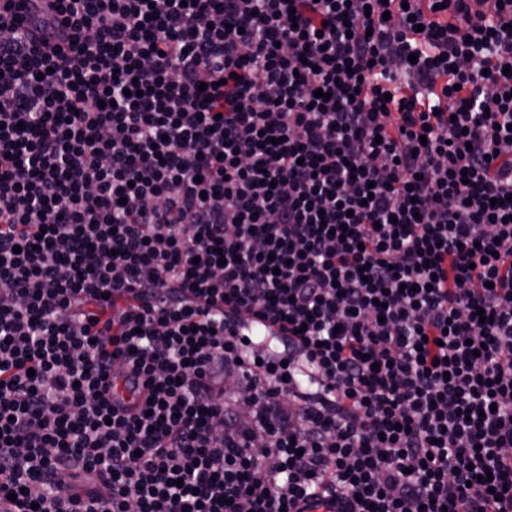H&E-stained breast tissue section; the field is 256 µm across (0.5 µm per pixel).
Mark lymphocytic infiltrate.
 Here are the masks:
<instances>
[{
	"mask_svg": "<svg viewBox=\"0 0 512 512\" xmlns=\"http://www.w3.org/2000/svg\"><path fill=\"white\" fill-rule=\"evenodd\" d=\"M0 7L10 512H512V0Z\"/></svg>",
	"mask_w": 512,
	"mask_h": 512,
	"instance_id": "obj_1",
	"label": "lymphocytic infiltrate"
}]
</instances>
